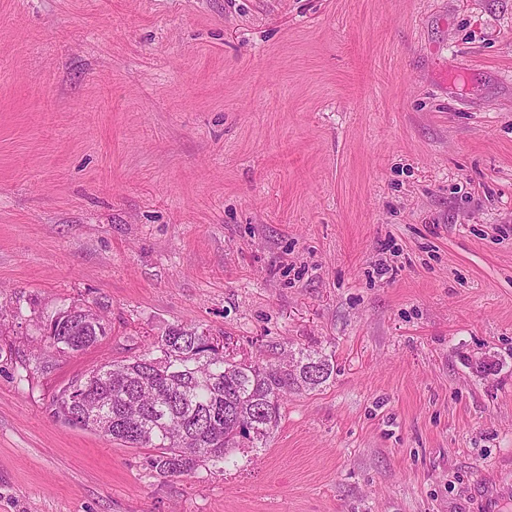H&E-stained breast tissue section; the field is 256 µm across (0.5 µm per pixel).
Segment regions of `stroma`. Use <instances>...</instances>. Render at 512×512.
<instances>
[{"label": "stroma", "mask_w": 512, "mask_h": 512, "mask_svg": "<svg viewBox=\"0 0 512 512\" xmlns=\"http://www.w3.org/2000/svg\"><path fill=\"white\" fill-rule=\"evenodd\" d=\"M0 308V512H512V0H0ZM176 325L334 371L179 478L55 416ZM74 305L59 309L49 323H54L55 332L49 338L52 340L51 346L59 356L83 351L106 333L99 314L91 309L71 314L68 311L75 312L81 308Z\"/></svg>", "instance_id": "35a3bbf8"}]
</instances>
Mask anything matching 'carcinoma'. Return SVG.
<instances>
[{"label": "carcinoma", "mask_w": 512, "mask_h": 512, "mask_svg": "<svg viewBox=\"0 0 512 512\" xmlns=\"http://www.w3.org/2000/svg\"><path fill=\"white\" fill-rule=\"evenodd\" d=\"M51 322L60 356L83 351L106 333L90 309L61 308ZM333 371L326 355L300 351L264 363L195 327L176 326L135 359L104 362L72 380L56 396L55 414L124 447L152 449L147 466L179 478L269 437L288 392L314 389Z\"/></svg>", "instance_id": "cac0c4a2"}]
</instances>
